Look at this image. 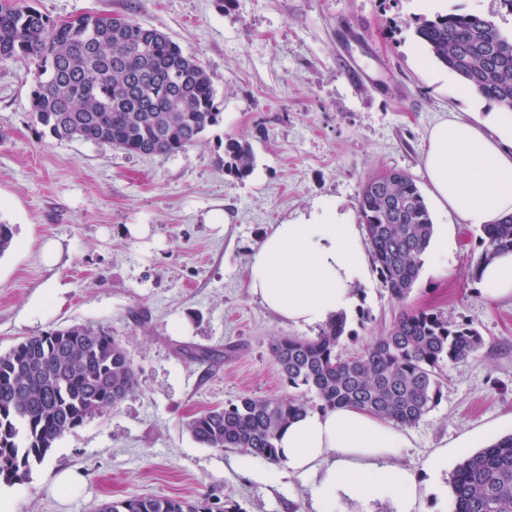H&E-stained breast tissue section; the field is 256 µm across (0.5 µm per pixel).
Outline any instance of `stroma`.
Instances as JSON below:
<instances>
[{
    "mask_svg": "<svg viewBox=\"0 0 512 512\" xmlns=\"http://www.w3.org/2000/svg\"><path fill=\"white\" fill-rule=\"evenodd\" d=\"M54 20L121 16L163 30L211 77L220 110L200 141L135 156L107 142L58 140L34 122L33 58L0 62V221L16 228L0 256V352L75 323L119 336L136 388L54 444L22 484H2L10 512H98L134 495L243 512H308L307 490L232 464L237 451L197 443L194 414L242 396L287 394L272 357L279 336L317 328L276 319L244 286L253 246L318 201L358 212L363 183L407 171L422 195L428 131L448 115L475 120L495 102L463 90L415 51L413 0H27ZM249 144L253 169H224V141ZM448 227V266L423 264L405 303L376 271L343 353L368 345L402 307L467 322L483 346L448 364L438 406L410 427L399 464L480 431L512 434V299H486L472 275L478 227L431 209ZM191 347L213 358L191 360ZM69 484H61L60 474Z\"/></svg>",
    "mask_w": 512,
    "mask_h": 512,
    "instance_id": "35a3bbf8",
    "label": "stroma"
}]
</instances>
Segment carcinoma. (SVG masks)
Here are the masks:
<instances>
[{
	"label": "carcinoma",
	"instance_id": "obj_1",
	"mask_svg": "<svg viewBox=\"0 0 512 512\" xmlns=\"http://www.w3.org/2000/svg\"><path fill=\"white\" fill-rule=\"evenodd\" d=\"M415 34L431 57L480 96L512 109V32L474 13L421 17ZM33 57L38 82L33 120L59 140L108 142L130 154H176L218 122L212 80L196 57L164 31L119 16L56 22L26 4L0 0V60ZM253 155L235 138L224 143V168L247 176ZM359 214L382 287L402 303L417 282L433 234L425 199L411 174L389 169L370 177ZM473 268L512 250V215L487 224ZM340 314L313 338L280 336L273 360L292 392L243 396L203 410L185 424L207 448H235L276 461L279 430L316 408L358 407L401 427L417 424L441 397L443 368L483 344L468 323L428 309H404L390 328L356 354ZM118 337L73 324L26 337L0 353V481L21 484L55 441L117 407L135 388ZM452 512H512V435L463 458L451 480ZM102 512H213L209 501L129 497Z\"/></svg>",
	"mask_w": 512,
	"mask_h": 512
}]
</instances>
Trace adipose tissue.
<instances>
[{
  "instance_id": "ef3b65f1",
  "label": "adipose tissue",
  "mask_w": 512,
  "mask_h": 512,
  "mask_svg": "<svg viewBox=\"0 0 512 512\" xmlns=\"http://www.w3.org/2000/svg\"><path fill=\"white\" fill-rule=\"evenodd\" d=\"M424 174L443 210L464 223L493 224L512 214V112H489L474 123L452 116L435 123ZM361 232L337 204L321 201L293 223L274 225L247 268L250 293L280 321L320 326L359 301L367 274ZM490 300L512 297V252L483 267L478 281ZM406 430L356 407L309 411L291 419L276 446L282 465L306 481L315 512L338 503L370 512L390 502L395 512H422V491L440 493L448 453L431 455L414 473L398 464Z\"/></svg>"
}]
</instances>
